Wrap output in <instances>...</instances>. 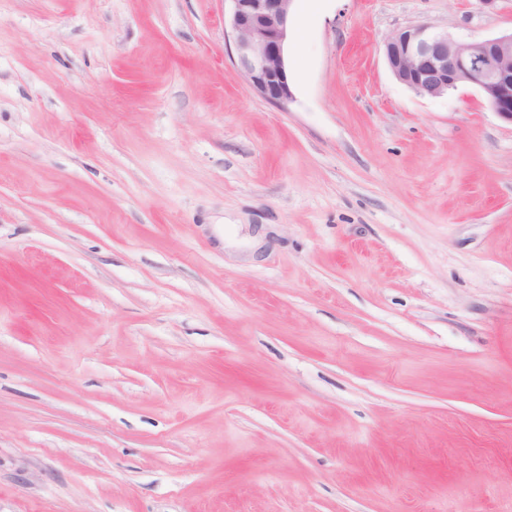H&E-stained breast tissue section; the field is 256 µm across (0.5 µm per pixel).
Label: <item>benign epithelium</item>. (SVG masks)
Returning <instances> with one entry per match:
<instances>
[{
    "mask_svg": "<svg viewBox=\"0 0 512 512\" xmlns=\"http://www.w3.org/2000/svg\"><path fill=\"white\" fill-rule=\"evenodd\" d=\"M235 62L249 89L284 108L293 100L288 34L293 0H229ZM385 58L396 79L420 96L440 97L461 85L477 88L489 108L512 123V32L475 40L427 24L394 31Z\"/></svg>",
    "mask_w": 512,
    "mask_h": 512,
    "instance_id": "1",
    "label": "benign epithelium"
}]
</instances>
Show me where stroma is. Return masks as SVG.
Listing matches in <instances>:
<instances>
[{
    "instance_id": "1",
    "label": "stroma",
    "mask_w": 512,
    "mask_h": 512,
    "mask_svg": "<svg viewBox=\"0 0 512 512\" xmlns=\"http://www.w3.org/2000/svg\"><path fill=\"white\" fill-rule=\"evenodd\" d=\"M228 0H0V512H512V123L294 0L293 100Z\"/></svg>"
}]
</instances>
